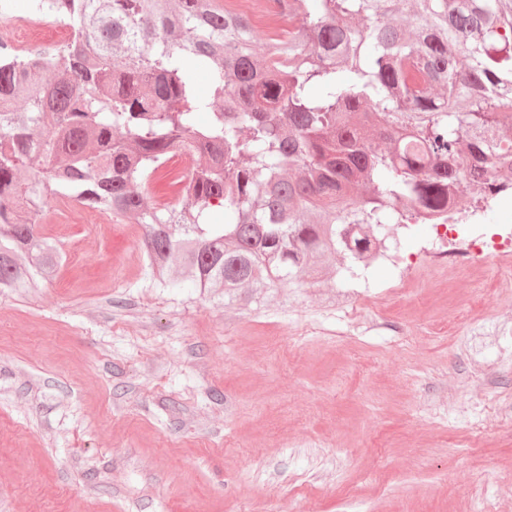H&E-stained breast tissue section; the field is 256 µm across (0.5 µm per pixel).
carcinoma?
<instances>
[{
  "mask_svg": "<svg viewBox=\"0 0 512 512\" xmlns=\"http://www.w3.org/2000/svg\"><path fill=\"white\" fill-rule=\"evenodd\" d=\"M41 7L71 37L40 71L0 43V290L55 275L49 196L134 218L155 285L247 303L328 257L353 279L394 228L512 194V0ZM176 152L195 165L159 208L149 181Z\"/></svg>",
  "mask_w": 512,
  "mask_h": 512,
  "instance_id": "cac0c4a2",
  "label": "carcinoma"
}]
</instances>
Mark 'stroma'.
I'll return each instance as SVG.
<instances>
[{"label":"stroma","mask_w":512,"mask_h":512,"mask_svg":"<svg viewBox=\"0 0 512 512\" xmlns=\"http://www.w3.org/2000/svg\"><path fill=\"white\" fill-rule=\"evenodd\" d=\"M193 167L171 157L154 202ZM48 199L0 292V512H512V275L430 260L244 305L154 285L142 229Z\"/></svg>","instance_id":"35a3bbf8"}]
</instances>
